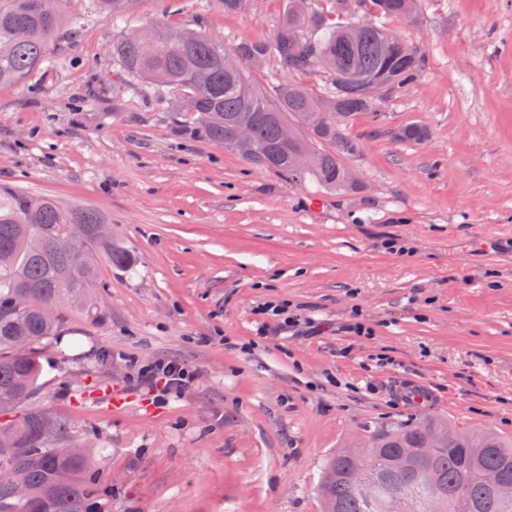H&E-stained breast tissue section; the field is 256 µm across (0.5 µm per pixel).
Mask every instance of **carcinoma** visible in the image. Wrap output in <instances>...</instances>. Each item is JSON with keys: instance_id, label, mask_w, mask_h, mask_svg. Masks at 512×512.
Returning <instances> with one entry per match:
<instances>
[{"instance_id": "obj_1", "label": "carcinoma", "mask_w": 512, "mask_h": 512, "mask_svg": "<svg viewBox=\"0 0 512 512\" xmlns=\"http://www.w3.org/2000/svg\"><path fill=\"white\" fill-rule=\"evenodd\" d=\"M102 13L120 19L136 0H94ZM297 0H284L280 23L271 42L241 41L229 48L224 41L198 32L191 41L182 31L155 29L151 35L126 34L112 43V55L123 70L150 85L163 97L171 89L188 92L186 112L198 115L200 129L212 141L239 154L247 163L301 181H311L328 193L352 191L345 183L344 159L360 152V141L349 132L355 116L380 117L389 95L413 86L424 57L403 41L384 37V22L412 21L410 0H331L336 15L369 13L364 26L331 24L314 8L303 13ZM73 0H59L43 9L42 0H0V84L15 83L49 62L47 51L69 18ZM274 56L289 73L327 74L324 91L316 93L290 80L275 79L258 87L250 73L230 57ZM297 128L284 141L281 128ZM250 130L254 149L237 147L240 128ZM309 153L301 169L295 157ZM96 209L68 206L51 196L0 187V252L13 256L0 264V405L14 402L11 412H25L1 426L9 431L0 441V467L11 468L29 487L24 499L0 483V512H102L100 478L93 456L55 448L53 441L68 433L67 421L36 404L42 366L32 347L53 335L57 318L44 311L75 306L95 320L94 288L98 266H81L73 259L80 249L95 250L110 265L125 269L133 254L113 237L95 230L107 224ZM26 299L23 307L14 298ZM443 435L438 448L428 440ZM407 452L406 464L394 459ZM367 465L338 450L325 462L319 495L322 512H512L482 481L495 470L512 483V436L492 429L470 433L447 418L427 416L370 433Z\"/></svg>"}]
</instances>
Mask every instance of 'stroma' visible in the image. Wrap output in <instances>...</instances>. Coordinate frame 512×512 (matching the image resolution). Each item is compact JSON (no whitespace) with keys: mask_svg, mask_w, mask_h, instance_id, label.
I'll return each instance as SVG.
<instances>
[{"mask_svg":"<svg viewBox=\"0 0 512 512\" xmlns=\"http://www.w3.org/2000/svg\"><path fill=\"white\" fill-rule=\"evenodd\" d=\"M72 11L50 66L0 86V186L98 209L136 258L101 267L98 321L65 310L34 347L37 402L68 421L61 446L96 451L104 512H322L323 465L360 433L442 415L512 435V0H419L396 22L425 69L355 117L359 187L339 194L248 165L112 55L157 26L267 42L283 0ZM164 358L197 367L190 390L129 386Z\"/></svg>","mask_w":512,"mask_h":512,"instance_id":"35a3bbf8","label":"stroma"}]
</instances>
